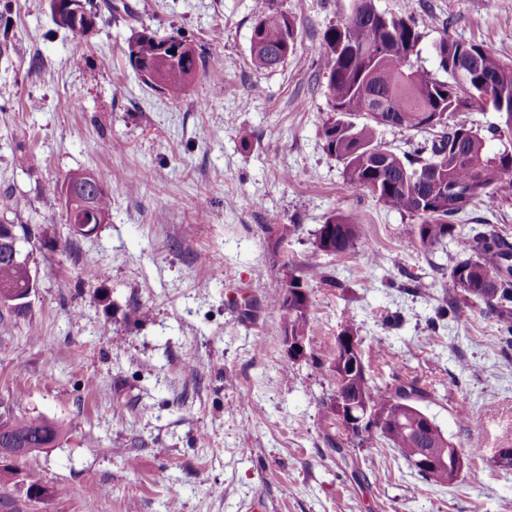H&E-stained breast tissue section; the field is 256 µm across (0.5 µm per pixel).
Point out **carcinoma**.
Returning a JSON list of instances; mask_svg holds the SVG:
<instances>
[{
    "label": "carcinoma",
    "mask_w": 512,
    "mask_h": 512,
    "mask_svg": "<svg viewBox=\"0 0 512 512\" xmlns=\"http://www.w3.org/2000/svg\"><path fill=\"white\" fill-rule=\"evenodd\" d=\"M296 21L261 0L251 34V56L255 66L269 70L280 66L295 50ZM421 33L412 9L395 14H373L356 9L324 34L325 50L319 70L327 78L326 96L333 116L323 127L329 154L343 167L350 188L371 194L384 206L416 216L414 244L430 250L445 241L457 243L465 258L455 262L449 282L457 297L449 308L478 306L498 314L503 333L512 335V243L497 232L470 235L455 217L472 202L488 204L512 199V165L498 155L512 152V63L501 60L480 43L466 44L443 36L435 44L439 78L413 61ZM174 37L159 38L142 32L129 40L128 58L145 66L161 63L160 48ZM466 49H461V45ZM165 65L164 91L179 97L188 90L186 76L203 65L195 48ZM468 112L499 113L502 125L492 130L500 147L489 149L487 137ZM361 121H355V118ZM401 128L430 137L416 144L413 156L400 155L378 138L381 127ZM456 187L478 189L464 202L449 194ZM93 207L109 213L110 200L102 176H96ZM336 226L330 244L324 243L328 225ZM314 247L327 255L369 247L362 225L345 213L327 216L315 231ZM31 278L28 258L17 261L3 256L0 244V291L28 287ZM303 287L302 277L288 273L284 293L271 308L282 329L291 337L306 336L311 302L293 305L287 294ZM353 395L371 405L386 408L397 419L406 437L395 441L371 421L359 428L363 442L378 441L397 451L409 464L421 454L435 461L451 460L452 442L414 401L428 397L415 381L392 389L371 384L362 358H357L346 384ZM64 433L63 426L44 416H14L0 419V445L5 448H52Z\"/></svg>",
    "instance_id": "1"
}]
</instances>
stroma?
Masks as SVG:
<instances>
[{
    "instance_id": "1",
    "label": "stroma",
    "mask_w": 512,
    "mask_h": 512,
    "mask_svg": "<svg viewBox=\"0 0 512 512\" xmlns=\"http://www.w3.org/2000/svg\"><path fill=\"white\" fill-rule=\"evenodd\" d=\"M96 2L95 26L78 35L53 23L50 0H0L10 21L0 223L29 227L37 281L27 315L0 307V414L66 430L17 462L16 479L0 484V512H164L173 486L177 512H247L258 501L265 512H512V472L490 454L512 448V347L479 309L438 319L453 296L456 243L416 248V218L352 190L324 148L318 58L354 0H274L299 34L269 71L251 59L256 0ZM416 6L428 71L445 35L512 62V0ZM142 31L202 54L185 96L138 76L126 50ZM86 170L108 174L111 208L94 233L74 237L60 187ZM334 211L362 225L369 252L315 250ZM457 220L512 241V202H475ZM308 263L335 283L306 279L307 356L286 374L270 303L289 265ZM347 324L375 385L414 379L427 391L422 408L465 453L454 484L422 479L396 451L326 418ZM475 440L478 456L468 453ZM30 473L44 488L36 499Z\"/></svg>"
}]
</instances>
